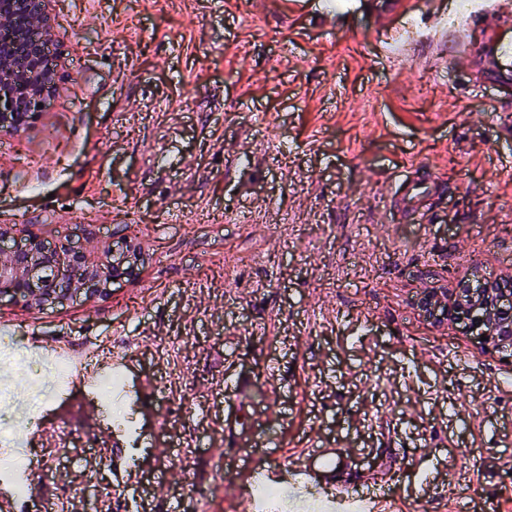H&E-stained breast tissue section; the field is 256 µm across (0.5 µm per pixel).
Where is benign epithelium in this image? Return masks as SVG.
I'll use <instances>...</instances> for the list:
<instances>
[{
  "mask_svg": "<svg viewBox=\"0 0 512 512\" xmlns=\"http://www.w3.org/2000/svg\"><path fill=\"white\" fill-rule=\"evenodd\" d=\"M49 0H4L0 3V27H13L19 18L35 22L46 15ZM31 63L23 94L0 90V130L19 131L38 115V104L55 84L47 38L32 37L12 44L0 43V75L15 69L17 58ZM0 298L9 296L25 304L60 303L77 295L87 299L108 294L112 280L130 274L139 261L133 250H125L114 261L95 259L70 243L45 244L32 228L18 237L14 228L0 226ZM424 317L435 324L469 321L477 335L486 336L485 348L493 352L512 349V275L461 288L446 299L432 292L420 302Z\"/></svg>",
  "mask_w": 512,
  "mask_h": 512,
  "instance_id": "obj_1",
  "label": "benign epithelium"
}]
</instances>
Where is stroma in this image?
Here are the masks:
<instances>
[{
	"label": "stroma",
	"instance_id": "obj_1",
	"mask_svg": "<svg viewBox=\"0 0 512 512\" xmlns=\"http://www.w3.org/2000/svg\"><path fill=\"white\" fill-rule=\"evenodd\" d=\"M452 2L52 0L57 88L0 131V225L142 259L101 298L0 304L6 405L32 392L34 341L125 351L145 388L121 404L143 426L141 512H243L237 462L218 463L224 377L260 389L274 367L287 390L273 409L241 398L240 427L363 454L348 482L389 471L398 512H512V356L419 308L512 274V87L449 38L415 37L406 62L382 49L389 22L422 28ZM414 168L437 184L434 216L393 223ZM112 427L77 397L45 417L31 500L115 512ZM159 439L173 455L152 454ZM429 459L422 491L409 475Z\"/></svg>",
	"mask_w": 512,
	"mask_h": 512
}]
</instances>
